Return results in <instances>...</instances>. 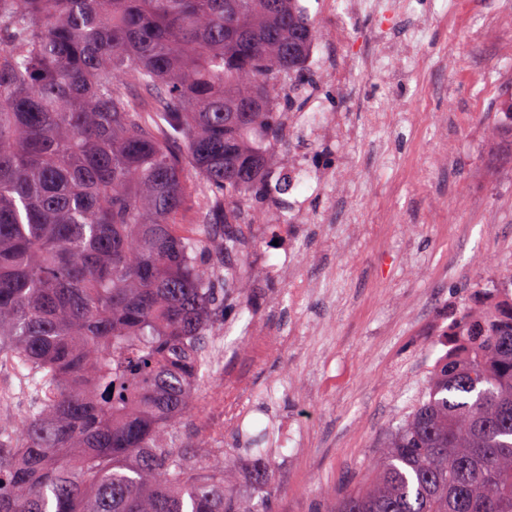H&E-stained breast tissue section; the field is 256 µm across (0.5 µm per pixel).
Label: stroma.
Instances as JSON below:
<instances>
[{
  "mask_svg": "<svg viewBox=\"0 0 512 512\" xmlns=\"http://www.w3.org/2000/svg\"><path fill=\"white\" fill-rule=\"evenodd\" d=\"M378 13L347 19L352 42L408 40L424 24L421 67L384 86L355 70L346 87L317 78L314 93L359 138L323 151L310 130L288 131L291 153L338 170L342 198L308 181L291 189L313 221L296 247L287 233L263 239L245 226L242 266L227 288L224 323L206 341L217 354L194 412L187 450L237 462L228 490L251 493L246 435L270 429L271 512H329L360 480L389 432L422 398L449 352L448 311L484 276V261L512 264V0H385ZM404 110L386 127L369 109ZM309 289L296 294L279 265Z\"/></svg>",
  "mask_w": 512,
  "mask_h": 512,
  "instance_id": "1",
  "label": "stroma"
}]
</instances>
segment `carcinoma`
<instances>
[{"instance_id":"carcinoma-1","label":"carcinoma","mask_w":512,"mask_h":512,"mask_svg":"<svg viewBox=\"0 0 512 512\" xmlns=\"http://www.w3.org/2000/svg\"><path fill=\"white\" fill-rule=\"evenodd\" d=\"M320 34L301 0H0V363L40 394L0 423V512H269L263 449L248 504L236 459L174 440L241 224L288 209ZM467 294L461 353L333 512H512V267Z\"/></svg>"}]
</instances>
